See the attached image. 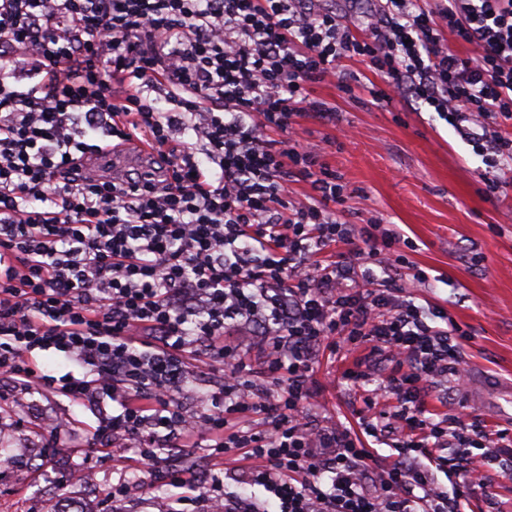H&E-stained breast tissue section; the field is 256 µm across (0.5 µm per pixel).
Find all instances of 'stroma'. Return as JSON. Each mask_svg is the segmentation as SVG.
Segmentation results:
<instances>
[{
  "label": "stroma",
  "mask_w": 512,
  "mask_h": 512,
  "mask_svg": "<svg viewBox=\"0 0 512 512\" xmlns=\"http://www.w3.org/2000/svg\"><path fill=\"white\" fill-rule=\"evenodd\" d=\"M347 70L352 91L330 81L314 91L335 106V123L302 119L301 141L347 183L341 220L363 225L373 219L408 238L402 274L427 275L416 291L418 304L444 308L465 331L464 358L485 381L466 387L460 401L488 426L512 429V402L494 393L499 384L512 383V186L503 197L486 198L481 157L437 112L376 103L366 86L382 84L380 74L360 60ZM354 399L339 378L338 362L320 351L313 414L355 426ZM46 415L62 421L59 440L42 433ZM97 417V408L55 393L12 391L0 406V454L15 460L0 467V512H59L67 501L82 512H112V483L122 475L132 486L124 512H174L184 489L150 477L138 449L114 463L87 456L86 437ZM502 467L476 490L471 512H512V456ZM73 469L92 474L93 484L60 493L62 473Z\"/></svg>",
  "instance_id": "obj_1"
}]
</instances>
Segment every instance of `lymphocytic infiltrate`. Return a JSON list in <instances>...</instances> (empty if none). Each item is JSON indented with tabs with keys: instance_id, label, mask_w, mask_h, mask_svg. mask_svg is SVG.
I'll return each mask as SVG.
<instances>
[{
	"instance_id": "f902f5d3",
	"label": "lymphocytic infiltrate",
	"mask_w": 512,
	"mask_h": 512,
	"mask_svg": "<svg viewBox=\"0 0 512 512\" xmlns=\"http://www.w3.org/2000/svg\"><path fill=\"white\" fill-rule=\"evenodd\" d=\"M354 59L385 78L374 99L456 127L503 193L512 0H383L359 26L319 0H0V379L98 406L89 448L138 449L175 487L196 478L162 466L170 438L235 462L276 512H465L512 433L429 410L460 384L465 335L416 305L424 273L391 279L399 233L337 219L346 186L298 138L301 118L335 119L313 86ZM135 138L158 167L88 170ZM229 319L260 326L251 349ZM343 344L355 432L309 415L318 353ZM50 349L83 376L42 373ZM202 361L224 386L191 414L177 397Z\"/></svg>"
}]
</instances>
